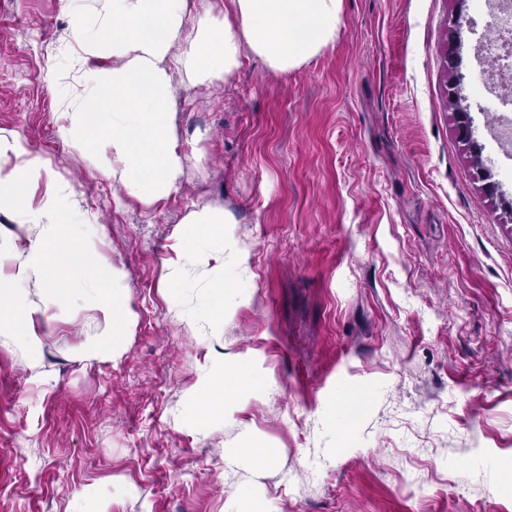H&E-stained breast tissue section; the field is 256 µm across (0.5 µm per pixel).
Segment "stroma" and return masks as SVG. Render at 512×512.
I'll return each mask as SVG.
<instances>
[{
	"mask_svg": "<svg viewBox=\"0 0 512 512\" xmlns=\"http://www.w3.org/2000/svg\"><path fill=\"white\" fill-rule=\"evenodd\" d=\"M476 27L449 28L452 17ZM474 0H343L336 41L277 72L244 55L226 84L174 73L176 190L144 203L95 152L55 139L50 83L74 19L60 0H0V129L43 157L38 209L71 184L95 261L125 272L136 320L118 361H81L82 301L39 324L38 367L0 348V512H512V182L470 69ZM462 81L475 144L446 91ZM197 205L233 218L240 296L217 336L171 277ZM223 354L264 387L200 426L185 408ZM353 419L329 420L344 397ZM242 439L263 471L227 469ZM273 462L268 448L259 447L250 441H242L224 451V463L228 467L266 468Z\"/></svg>",
	"mask_w": 512,
	"mask_h": 512,
	"instance_id": "obj_1",
	"label": "stroma"
}]
</instances>
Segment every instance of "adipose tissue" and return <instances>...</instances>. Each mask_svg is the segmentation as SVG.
Here are the masks:
<instances>
[{"label": "adipose tissue", "instance_id": "1", "mask_svg": "<svg viewBox=\"0 0 512 512\" xmlns=\"http://www.w3.org/2000/svg\"><path fill=\"white\" fill-rule=\"evenodd\" d=\"M342 2L224 0L196 13L194 0H64L75 22L63 49L68 64L51 75L65 87L57 100L58 135L78 148L99 147L101 170L131 195L144 202L160 198L177 188L184 165L172 137L173 72L191 85L213 87L235 75L246 52L270 69H294L335 42ZM88 15L96 33L84 24ZM106 54L110 67L91 66V59ZM47 169L19 136L0 134V212L26 218L21 234L0 232V261L12 263L9 278L0 279V347L38 360L37 323L56 320L58 309L78 297L92 313L78 358L117 360L133 322L123 304L124 273L92 267L73 253L57 256L65 238L82 236L90 250L95 236L61 208L72 194L65 179H57L39 211L28 212L24 188ZM231 221L223 209L197 206L177 237L173 279L196 289L203 311L180 307L176 313L197 331L217 330L227 302L239 295L224 270L245 264L248 254L227 245ZM36 284L42 290L35 301ZM256 385L240 361L219 359L191 393L187 414L202 421Z\"/></svg>", "mask_w": 512, "mask_h": 512}]
</instances>
